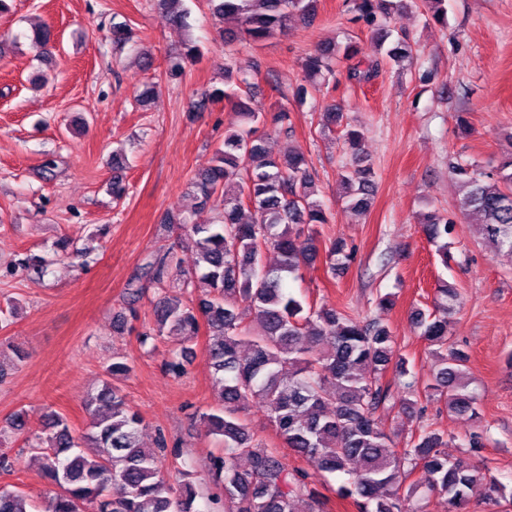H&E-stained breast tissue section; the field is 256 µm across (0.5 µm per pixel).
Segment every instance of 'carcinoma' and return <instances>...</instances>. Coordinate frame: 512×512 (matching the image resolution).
Segmentation results:
<instances>
[{"label": "carcinoma", "instance_id": "1", "mask_svg": "<svg viewBox=\"0 0 512 512\" xmlns=\"http://www.w3.org/2000/svg\"><path fill=\"white\" fill-rule=\"evenodd\" d=\"M421 2L431 19L447 25L445 0H344L351 20L376 34L378 46L391 42L382 59L399 65L411 59L407 37L391 40L387 24L392 11L407 2ZM156 7L183 23L182 0H155ZM319 0H208L211 17L221 25L234 19L238 34L262 42L284 34L295 24L313 25ZM32 44L49 58L54 41L51 27L32 29ZM131 39L125 23L112 27V43L122 49ZM190 41L169 58V78L181 76L185 63L199 56ZM360 54L348 41L319 45L306 56L302 68L310 78H326L338 57ZM379 63L358 61L348 78L370 82ZM224 83L232 89L208 88L194 109L204 111L224 101L233 117L224 127V144L215 150L211 165L191 181L197 208L213 207L216 217L198 224L191 215H176L168 223L187 229L186 250L191 271L182 279L167 280L169 266L182 258L168 251L145 267V275L163 285L155 305V327L141 333L140 343L164 335L190 341L201 327L208 333L207 353L220 387L212 412L202 416L209 435L224 437V455L214 459L212 481L224 491V512H322L323 502L307 489L303 476L255 438L239 414L255 397L263 398L267 417L288 447L312 459L322 470L346 476L338 494L352 500L356 512H423L415 500L418 485L405 486L418 470L428 489L446 496L448 512H465L470 491L483 476L464 459L448 457V436L423 431L399 448L380 424L377 413L390 401V388L381 375L393 367L403 379L410 413L418 405V381L408 360L394 346L391 330L372 321L362 324L333 307L306 303L288 291V284L315 268L319 255L317 226L329 223L319 199L314 173L305 153L297 148L288 157L274 156L257 134L267 113L252 107L254 96L244 71L224 63ZM322 126L340 127L352 155V166L339 176L341 200L357 212L369 210L375 172L362 145L363 133L347 122L341 110L321 115ZM460 206L478 221L495 251L512 256V152L496 169L483 174L471 164L454 166ZM246 207L255 211L242 221ZM427 239L448 257L452 220L426 213L420 220ZM354 250L341 240L325 247L327 272L350 263ZM209 293L192 297L194 279ZM433 310L414 312V325L440 363L434 382L425 386L427 398L448 411L479 419L476 394L469 390L467 356L450 345L449 318L457 291L438 289ZM130 371L115 361L102 376L97 393L87 400L90 431L75 437L66 417L52 413L41 433L27 440L37 454L44 476L55 486L43 512H191L197 493L182 479L172 483L160 474L158 454L139 442L143 419L127 403L116 376ZM409 380H404V377ZM95 449L92 454L80 443ZM485 481V480H483ZM512 491L495 478L485 481L483 500L488 512L498 508ZM28 495L0 487V512H30Z\"/></svg>", "mask_w": 512, "mask_h": 512}]
</instances>
